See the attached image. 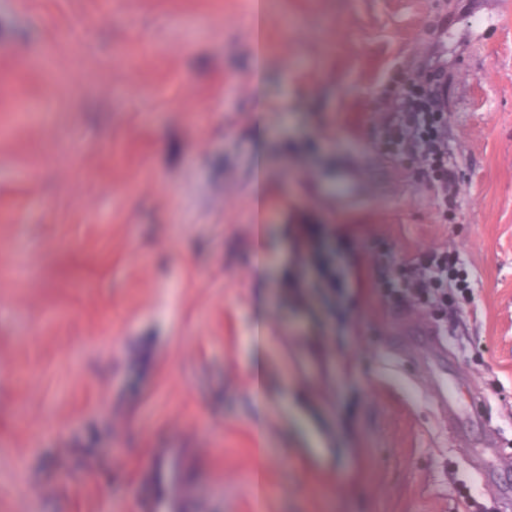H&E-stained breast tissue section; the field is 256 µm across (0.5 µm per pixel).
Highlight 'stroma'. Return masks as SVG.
<instances>
[{"mask_svg": "<svg viewBox=\"0 0 512 512\" xmlns=\"http://www.w3.org/2000/svg\"><path fill=\"white\" fill-rule=\"evenodd\" d=\"M443 6L451 224L378 132ZM472 9L266 0L261 71L248 0H0V512H498L371 263L460 252L423 317L512 455V14L470 49ZM344 154L391 190L337 204Z\"/></svg>", "mask_w": 512, "mask_h": 512, "instance_id": "35a3bbf8", "label": "stroma"}]
</instances>
